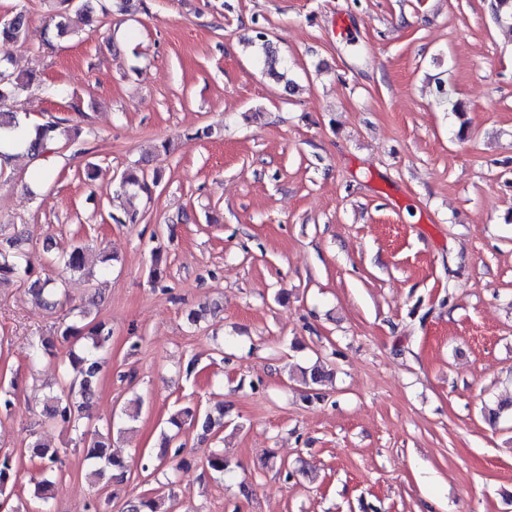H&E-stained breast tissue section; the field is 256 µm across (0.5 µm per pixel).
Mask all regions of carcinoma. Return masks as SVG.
Masks as SVG:
<instances>
[{"instance_id":"1","label":"carcinoma","mask_w":512,"mask_h":512,"mask_svg":"<svg viewBox=\"0 0 512 512\" xmlns=\"http://www.w3.org/2000/svg\"><path fill=\"white\" fill-rule=\"evenodd\" d=\"M72 11H64L56 15L52 24H46L41 32L42 42L49 44L55 38H61L73 32L71 15L85 16L92 12V0H62ZM490 9L496 20L512 30V0H490ZM29 19L22 12H16L10 19L0 23V103L18 97L29 88L37 77L32 73H15L12 65L11 47L27 40ZM28 123L15 112L0 111V134L9 133L14 139L24 145L26 154L38 158L49 152L60 139L70 146L84 143L87 133L76 124H69L66 118H54L36 126L34 134L26 137L24 132ZM160 176L153 173L147 176L145 170L129 168L121 177L119 186L142 192H150L151 187L159 184ZM8 240L15 247L8 252H0V284L20 282L28 284V292L36 302L50 306L59 290L60 277L46 276L40 278L34 275L28 250L22 238L10 236ZM88 257L83 247L76 246L69 253L53 256L47 259V265L60 270L63 274H75L85 270ZM61 337L68 343V349L62 359V391L51 392L47 396L43 416L45 419L63 426L78 427L79 420L89 414L98 392V382L101 370L106 363L112 341V329L106 323L87 322L72 324L65 328ZM326 378L323 367L315 365L301 371L303 384L318 386ZM187 418L198 427L202 435L210 434L221 425L224 412L213 415L197 414L188 408L181 410L171 418V424L177 426L182 418ZM79 442L83 444L85 458L92 461L96 468L91 470L89 477L103 480L108 476L119 479L124 477L127 465L123 460L107 452V444L98 433L88 435L80 433ZM31 457L39 460L42 472H48L60 463L59 450L46 448L34 441L29 446ZM13 462L12 457H0V497H9L13 491ZM165 497L154 495L142 497L129 504L128 512H168L164 508Z\"/></svg>"}]
</instances>
